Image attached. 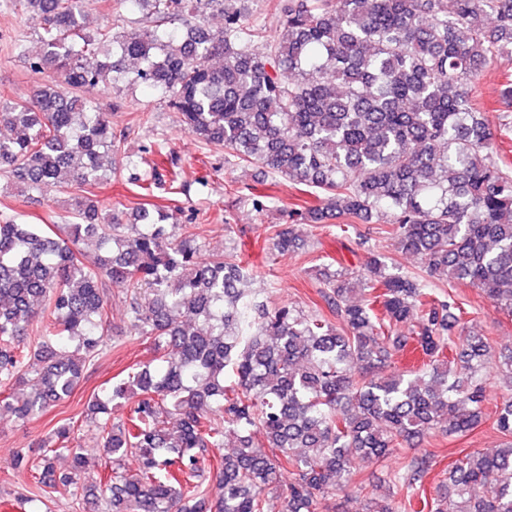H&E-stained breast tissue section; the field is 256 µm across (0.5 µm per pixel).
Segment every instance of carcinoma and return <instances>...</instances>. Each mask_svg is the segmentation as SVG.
<instances>
[{"label": "carcinoma", "mask_w": 512, "mask_h": 512, "mask_svg": "<svg viewBox=\"0 0 512 512\" xmlns=\"http://www.w3.org/2000/svg\"><path fill=\"white\" fill-rule=\"evenodd\" d=\"M118 2L150 6L142 26L93 37L81 0H19L40 33L33 68L58 84L0 101V176L70 195L76 222L56 239L48 224L0 218V408L28 418L71 397L103 353L107 284L122 282L138 289L132 326L156 355L87 406L112 459L94 484L107 512H270L285 477L286 512H318L331 490L368 493L353 456L377 464L484 419L507 442L455 460L431 512H512V401L490 408L483 395L491 342L456 344L460 302L429 286L476 288L512 314V163L495 147L497 129L512 126V87L495 121L476 95L487 65L512 59V0H288L270 38L234 0ZM207 6L224 13L223 28L206 26ZM108 73L165 95L227 162L318 193L274 230V250L300 248L302 225L345 233L375 220L421 258L422 274L373 253L360 288L344 273L325 280L328 314L271 308L247 288L254 269L237 249L205 257L169 236L160 209H142L138 224L102 215L87 193L117 175L112 155L129 127H113L82 90ZM154 155L149 185L185 191L176 154L160 143ZM90 235L105 256L88 266ZM31 334L34 363L20 349ZM407 352L422 366L386 372ZM122 401L129 412L114 422ZM70 434L58 426L57 447L16 465L40 484L86 490ZM258 434L272 454L256 449ZM230 439L234 453L214 455ZM61 451L71 464L57 476ZM206 460L214 496L200 480ZM427 473L413 455L390 479L405 507Z\"/></svg>", "instance_id": "cac0c4a2"}]
</instances>
